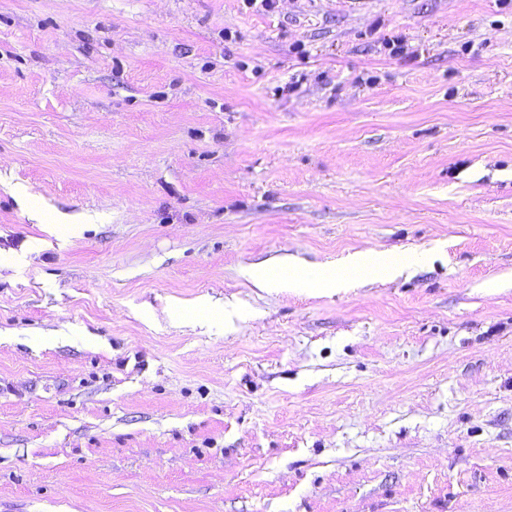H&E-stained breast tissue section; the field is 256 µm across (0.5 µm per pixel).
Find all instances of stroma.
Returning <instances> with one entry per match:
<instances>
[{
    "label": "stroma",
    "instance_id": "35a3bbf8",
    "mask_svg": "<svg viewBox=\"0 0 512 512\" xmlns=\"http://www.w3.org/2000/svg\"><path fill=\"white\" fill-rule=\"evenodd\" d=\"M0 512H512V0H0ZM401 271L399 259L384 250H366L351 256L346 262L324 268L317 275H311L296 267L274 270H260L254 274V282L261 287L274 284H288V288H313L324 283L336 288L360 278H392ZM357 274L354 277H344Z\"/></svg>",
    "mask_w": 512,
    "mask_h": 512
}]
</instances>
